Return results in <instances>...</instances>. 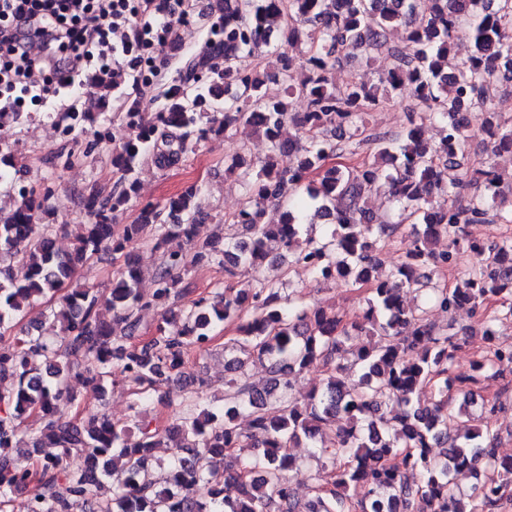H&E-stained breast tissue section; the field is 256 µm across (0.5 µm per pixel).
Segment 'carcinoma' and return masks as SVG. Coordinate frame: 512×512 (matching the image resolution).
I'll return each mask as SVG.
<instances>
[{"instance_id": "1", "label": "carcinoma", "mask_w": 512, "mask_h": 512, "mask_svg": "<svg viewBox=\"0 0 512 512\" xmlns=\"http://www.w3.org/2000/svg\"><path fill=\"white\" fill-rule=\"evenodd\" d=\"M302 48L305 78L294 83L292 59L277 52L275 37ZM468 35L473 50L457 62L455 44ZM389 46L391 67L372 81L354 76L338 85L331 71L367 63ZM283 94L270 98L269 78ZM512 81V0H224V34L189 56L179 76L157 97L162 108L149 116L134 109L116 113L138 129L112 153L118 175L112 193L86 200L89 223L76 237L74 252L55 250L52 225L43 223L51 189L18 186L0 172V185L14 207L0 210V329L41 298L58 300L50 315L65 331V348L50 347L30 330L0 339V512L11 494L34 481L43 488L29 512H497L512 489V458L496 456L497 435L476 429L451 436L448 428L465 416L449 392L467 397L480 385L478 374H449L463 344L441 334L424 312L407 308L404 288L426 291L428 308L450 312L467 305L479 318L482 340L492 362L477 363L498 374L512 372V347L499 342L498 323L512 317V239L467 242L475 266L452 288L439 287L420 273L446 267L460 243L464 224H511L502 210L501 174L475 165L460 153L472 123L488 138L494 154L512 153V124L493 106L500 82ZM119 77L95 75L93 95L106 104ZM409 89L407 126L377 132L367 114ZM302 98L304 112H292L289 99ZM442 125L443 136H424L425 122ZM250 127L269 147L255 162L240 153L226 172L241 180L239 210L224 218L237 233L217 249L196 235L203 212L195 185L162 203L140 207L131 224L114 223L138 193V170L150 159L173 166L206 135ZM296 135L284 137L285 126ZM288 152L294 166H279ZM388 189L392 209L384 215L367 198ZM283 208L280 222H263L266 208ZM405 223L420 225L403 240L402 261L384 275L379 247ZM448 239V248L438 243ZM153 243L160 261L154 291L139 289L140 269L132 245ZM103 250L123 259L104 299L83 289H67L78 264ZM303 266L319 281L367 287L362 316L346 322L321 306H303L282 295L283 284L235 285L211 297L199 296L177 313L166 312L157 334L137 345L138 313L172 297L193 293L183 270L214 264L232 279L240 270L257 273L267 263ZM15 263L24 279L12 277ZM237 324V336L224 351L237 375L227 380L224 409L187 405L174 433L181 437L169 463L173 493L148 479L162 432L149 425H118L105 414L86 420L62 412L69 379L101 389L114 361L141 385L136 415L150 404V393L185 365V350L202 347L223 324ZM366 335L368 342L350 344ZM44 358L37 366L34 358ZM266 364L271 386L258 389L245 375L248 363ZM326 366L327 385L303 403L290 393L292 376L312 363ZM355 369L361 383L351 391L343 374ZM433 398L421 402L422 389ZM251 418L252 433L235 419ZM35 416L38 427L22 429ZM33 451L19 458L22 434ZM309 440L332 459L330 470L307 474L315 489L302 503L286 473L296 468L289 448ZM59 452L43 457L39 449ZM237 448H251L247 464ZM224 460V472L208 465ZM490 470L470 492L452 474ZM69 482L68 498L55 493ZM116 480L112 499L86 507L92 487Z\"/></svg>"}]
</instances>
